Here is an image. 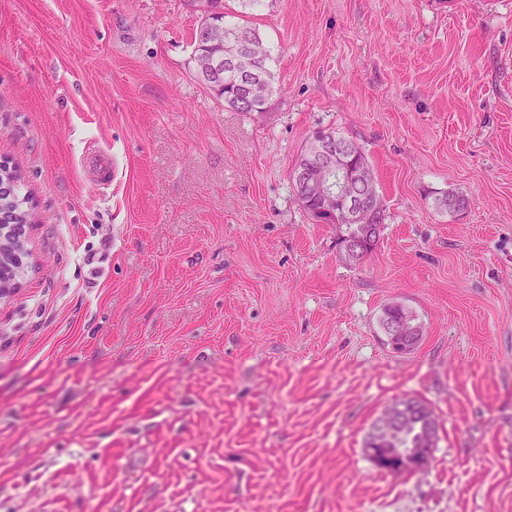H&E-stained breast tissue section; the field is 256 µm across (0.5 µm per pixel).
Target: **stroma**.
<instances>
[{"label": "stroma", "mask_w": 512, "mask_h": 512, "mask_svg": "<svg viewBox=\"0 0 512 512\" xmlns=\"http://www.w3.org/2000/svg\"><path fill=\"white\" fill-rule=\"evenodd\" d=\"M247 11L275 90L244 114L196 78L187 0H0V163L34 213L0 512H512V0ZM320 128L385 206L357 264L292 182ZM404 395L437 443L390 473L364 441ZM384 309L385 329L387 332V340L394 346H411L419 340L420 327L415 322L411 312L401 303H392ZM386 311V312H385Z\"/></svg>", "instance_id": "stroma-1"}]
</instances>
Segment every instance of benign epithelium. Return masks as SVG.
<instances>
[{"label": "benign epithelium", "mask_w": 512, "mask_h": 512, "mask_svg": "<svg viewBox=\"0 0 512 512\" xmlns=\"http://www.w3.org/2000/svg\"><path fill=\"white\" fill-rule=\"evenodd\" d=\"M226 61L236 67L240 74H250L252 66L251 48L240 44L229 52L216 57H206L203 68L217 75L221 62ZM316 150L305 156L295 169L294 180L309 196L322 202L321 213L324 219L335 220L336 210L343 211L344 219L349 224H372L379 207V199L374 197L360 204L348 195L335 191L329 175L336 169L350 168L349 148L330 141L326 134L316 135ZM26 223L3 224L0 213V302L10 299L19 288L20 278L30 265L32 254L28 248V234L32 213L24 211ZM387 340L394 345L410 346L420 335V327L411 312L400 303L388 305L384 315ZM407 412L405 406L391 404L384 409L373 429L374 447L368 449L371 461L380 469L389 472L417 471L429 464L430 451L427 448H398L396 453L402 457L398 465L385 466L381 461V447L395 443L397 431L404 426Z\"/></svg>", "instance_id": "7a95c632"}]
</instances>
